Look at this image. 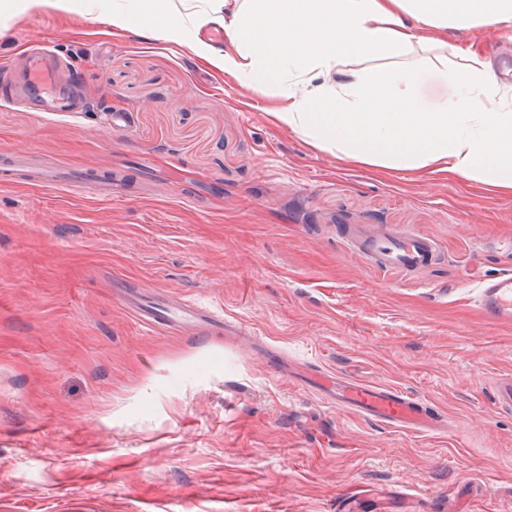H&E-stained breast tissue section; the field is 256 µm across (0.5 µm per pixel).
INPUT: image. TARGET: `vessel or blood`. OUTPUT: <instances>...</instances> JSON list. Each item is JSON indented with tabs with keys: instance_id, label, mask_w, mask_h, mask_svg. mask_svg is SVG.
Listing matches in <instances>:
<instances>
[{
	"instance_id": "b4317fda",
	"label": "vessel or blood",
	"mask_w": 512,
	"mask_h": 512,
	"mask_svg": "<svg viewBox=\"0 0 512 512\" xmlns=\"http://www.w3.org/2000/svg\"><path fill=\"white\" fill-rule=\"evenodd\" d=\"M359 251L389 269H413L426 263L432 244L426 237L405 232L364 241ZM481 307L499 321H512V274L484 279L479 297ZM327 402L343 412L417 432L436 430L440 416L424 400L403 390L347 379L317 371L313 383Z\"/></svg>"
}]
</instances>
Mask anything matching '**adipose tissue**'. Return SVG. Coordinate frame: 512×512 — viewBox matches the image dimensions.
<instances>
[{"label":"adipose tissue","mask_w":512,"mask_h":512,"mask_svg":"<svg viewBox=\"0 0 512 512\" xmlns=\"http://www.w3.org/2000/svg\"><path fill=\"white\" fill-rule=\"evenodd\" d=\"M112 0L97 22L188 48L212 70L279 99L276 121L337 160L418 177L451 176L512 194V86L490 58L439 69L449 93L423 98L404 59L431 29L512 28V0ZM224 32L216 44L210 30ZM354 58L368 66L348 68ZM386 58L390 67L374 66Z\"/></svg>","instance_id":"1"}]
</instances>
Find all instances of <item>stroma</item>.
Segmentation results:
<instances>
[{"label": "stroma", "instance_id": "stroma-1", "mask_svg": "<svg viewBox=\"0 0 512 512\" xmlns=\"http://www.w3.org/2000/svg\"><path fill=\"white\" fill-rule=\"evenodd\" d=\"M93 7L0 22V153L76 176L0 184V512H377L382 490L391 512H512V322L479 304L512 274V196L341 163L274 98ZM453 39L512 66V29ZM38 48L70 63L39 90ZM407 229L433 243L419 269L358 250ZM316 366L451 427L336 411L299 384Z\"/></svg>", "mask_w": 512, "mask_h": 512}]
</instances>
